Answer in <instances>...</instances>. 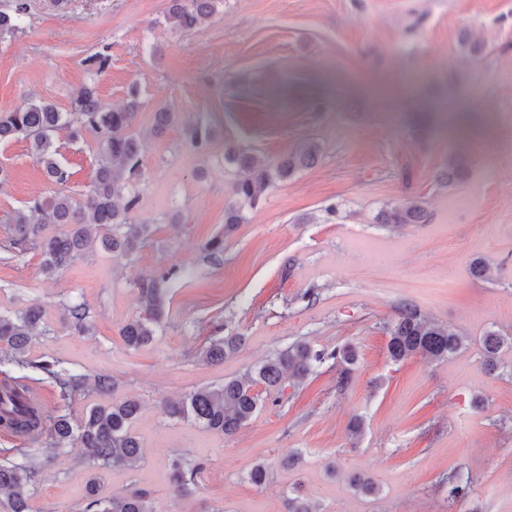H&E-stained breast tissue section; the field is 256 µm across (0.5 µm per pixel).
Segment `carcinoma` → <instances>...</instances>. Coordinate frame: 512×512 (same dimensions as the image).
Wrapping results in <instances>:
<instances>
[{
  "label": "carcinoma",
  "mask_w": 512,
  "mask_h": 512,
  "mask_svg": "<svg viewBox=\"0 0 512 512\" xmlns=\"http://www.w3.org/2000/svg\"><path fill=\"white\" fill-rule=\"evenodd\" d=\"M224 0H167L164 21L169 30L185 34L208 22ZM28 13L26 0H13L8 9L0 8V42L14 38L25 29ZM110 63L107 48L85 60L94 74L103 72ZM142 102L133 86L120 109L101 106L91 86H84L72 100L70 110L62 112L42 98H27L10 112L0 113V142L23 138L30 142L33 159L41 165L47 179L57 189L24 203L3 214L0 222L7 229L5 249L21 256L38 249L42 256V272L52 276L84 257L92 244V231L99 233L101 247L116 258L132 257L147 241L149 225L136 224L130 217L139 202L137 185L145 170L139 139L130 132ZM176 112L168 106L154 113L152 133L157 135L175 120ZM65 130L72 140L85 132L97 135L98 163L94 180L84 198L77 200L65 193L69 172L59 162L55 146L56 134ZM214 135L212 124L198 121L186 130V144L197 152L209 148ZM318 155L317 144L311 142L300 150L276 161L259 163L246 150H230L224 161L244 172L232 186V201L224 210V231L246 221L245 210L256 207L267 188L277 181H286L297 170L312 165ZM382 224H417L425 221L420 203L409 202L380 213ZM67 224L71 230L62 236L42 235L46 223ZM175 270L136 283L141 303L139 315L121 331L125 346L136 349L154 341L157 328L165 317V301ZM68 327L83 334L90 331L89 313L81 303L66 306ZM42 324V310L28 306L12 315L0 314V364L38 371L52 380L61 401L66 402L80 390L95 393L112 391V377L97 375L88 378L63 366L62 362L45 356L39 361L28 358L29 346ZM387 349L398 362L421 354L442 361L458 352L463 338L447 328L427 320L411 303L403 304L395 320L388 325ZM242 336H226L214 340L201 356L208 362L219 361L238 350ZM512 347V337L489 330L482 338V366L488 372L501 368L499 354ZM333 359L345 364L339 385L350 380L349 366L356 362V352L349 346L332 350H314L306 344H295L265 359L253 372L242 378L224 381L217 387H203L190 392L179 403L166 406V413L178 419L192 420L224 436L238 432L258 407L259 385L280 388L290 378H300L315 366ZM142 409L136 399H127L108 406H92L75 419L69 413L47 417L38 403L35 391L26 384H0V429L42 446L44 452L58 454L71 448L82 450L81 459L96 467H132L142 455V446L132 432V424ZM51 425H46L47 421ZM169 482L177 496L189 491L200 467L176 455L169 460ZM33 478L31 468L24 464L0 465V508L3 512H31L24 488ZM350 486L363 494L375 495L378 488L361 474L349 477ZM78 512H156L153 499L142 490H132L110 500L98 493V480L92 478ZM288 512H318L308 498L299 494L288 498Z\"/></svg>",
  "instance_id": "carcinoma-1"
}]
</instances>
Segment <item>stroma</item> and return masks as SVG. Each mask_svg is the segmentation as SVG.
<instances>
[{"label":"stroma","instance_id":"1","mask_svg":"<svg viewBox=\"0 0 512 512\" xmlns=\"http://www.w3.org/2000/svg\"><path fill=\"white\" fill-rule=\"evenodd\" d=\"M22 34L0 43V112L30 96L68 111L94 86L122 106L138 86L143 108L145 180L136 223L150 227L141 250L112 259L101 246L54 277L42 257L0 250V313L43 310L45 333L30 346L86 376L111 375V393L77 392L61 403L45 375L0 364V382L25 379L44 409L80 416L94 404L135 397L132 430L144 457L132 469L94 470L78 450L46 455L40 445L0 431V464H32L31 512H76L91 475L109 498L135 488L158 512H288L292 489L320 512H512V350L508 369L488 373L481 339L512 334V0H224L210 22L185 35L161 19L166 0H72L61 13L29 0ZM484 44L472 55L462 37ZM108 49L102 74L85 60ZM176 118L152 135L153 113ZM215 119L209 153L185 146L188 123ZM315 164L272 184L247 221L224 231L238 171L227 148L269 161L305 140ZM66 191L86 193L98 140L59 133ZM463 180L441 179L449 157ZM0 215L52 185L27 140L0 143ZM417 201L423 224L380 223L382 209ZM223 234L224 252L201 246ZM484 260L485 278L471 264ZM176 268L169 308L154 342L136 350L120 336L140 312L136 283ZM84 303L92 327L73 333L64 307ZM465 338L444 361L414 355L396 362L387 326L401 303ZM240 334L244 345L219 363L201 351ZM304 343L349 345L350 382L327 361L282 388L258 386L260 406L235 435L169 417L166 400L242 376L262 360ZM362 432L352 436L353 418ZM299 460L280 465L288 453ZM199 463L192 493L172 497L168 462ZM265 463L263 485L248 472ZM369 477L375 495L352 489ZM457 475L464 491L449 494Z\"/></svg>","mask_w":512,"mask_h":512}]
</instances>
